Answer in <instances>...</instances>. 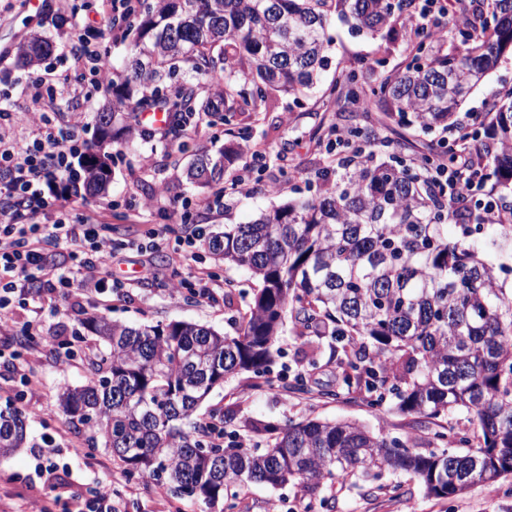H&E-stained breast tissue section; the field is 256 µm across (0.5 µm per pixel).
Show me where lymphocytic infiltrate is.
<instances>
[{
	"label": "lymphocytic infiltrate",
	"instance_id": "obj_1",
	"mask_svg": "<svg viewBox=\"0 0 512 512\" xmlns=\"http://www.w3.org/2000/svg\"><path fill=\"white\" fill-rule=\"evenodd\" d=\"M31 135L23 140L0 138V307L13 296L28 293L37 284L57 283L71 289L127 295L128 283L106 278L113 244L90 217L70 221L60 216L52 223L40 218L60 195L59 181L69 171V156L84 146L46 113L29 118ZM435 180L454 196L484 193L486 183L478 168L438 167ZM66 245L77 267V277L57 273L45 263V246Z\"/></svg>",
	"mask_w": 512,
	"mask_h": 512
}]
</instances>
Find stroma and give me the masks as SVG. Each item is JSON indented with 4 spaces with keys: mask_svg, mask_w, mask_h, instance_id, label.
Here are the masks:
<instances>
[{
    "mask_svg": "<svg viewBox=\"0 0 512 512\" xmlns=\"http://www.w3.org/2000/svg\"><path fill=\"white\" fill-rule=\"evenodd\" d=\"M101 0H74V6L60 11L58 0H0V51H16L32 35L52 41L53 53L33 67L13 65L0 69V100L5 99L14 119L0 120V133L25 138L30 129L28 113L40 111L41 101L32 97L28 82L49 69L76 78L66 60L73 41L66 31L82 29L87 17L95 15ZM66 13L65 29L51 23L52 17ZM327 35L328 68L322 72L317 89L294 97L270 93L259 111L236 113L231 125L200 121L187 126L181 138L144 140L136 149L117 155L112 166L109 192L101 198L66 195L61 205L72 214H97L109 228L114 258L109 268L113 276L134 279L124 297L88 294L82 297L42 291L38 296L15 298L0 310V409L13 405L22 410L27 422V443L11 455L0 457V512H28L32 502L57 483L61 498L74 493L90 496L98 486L111 485L115 512H220L195 498H172L155 484L125 477L119 461L103 447H90L89 429H75L58 406L61 387L83 385L87 377L85 355L94 349V340L77 342L75 331L85 314L101 313L113 321L130 325H154L171 321H191L235 335L238 323L252 300L257 282L243 269L216 261L202 242L217 228L244 224L262 210L289 200L318 193V173L335 165L345 153L331 128L340 123L336 106L323 100L324 89L336 73L357 59H381L386 70L401 66L408 55L406 37L391 41L382 36L355 33L338 15H331ZM512 87V57L508 56L477 87L460 108L463 123H472L476 113L486 111L498 91ZM106 102L102 91L71 93L55 88L52 108L56 119L74 130L79 140L95 139L93 115ZM352 122L374 129L389 149L404 159L420 153L437 152L450 144L452 133L383 120L381 112L354 113ZM247 131V147L260 153L252 167L238 162L224 181L229 190L218 208L192 210L189 222L179 218L184 200L210 198L209 190L185 181L184 168L195 150H217L230 143L234 132ZM249 176V191L232 190L236 178ZM167 227L164 239L152 238L151 229ZM195 233V260L177 261L186 233ZM215 276L229 285L230 298L216 296L199 300L178 292L176 282L191 279L197 271ZM283 355L271 368L267 383L258 385L252 373L229 379L212 392L198 412L207 418L210 410L221 409L239 418L284 425L306 418L351 420L373 433L412 439L421 452L434 450L433 434L440 427L472 433L466 413L418 422L398 412L391 404L370 407L365 391L347 388L342 378L349 371L344 353H330L327 345L308 342L298 336L293 324H285L280 340ZM24 365L38 380L35 394L22 393L17 365ZM304 376L307 393L294 390L296 376ZM334 391L331 399L323 391ZM398 491H391V484ZM506 483L478 484L466 494L437 499L427 496L421 485L405 476L383 475L376 480L338 481L309 494L297 486L272 490L252 485L241 493L240 512H512V494Z\"/></svg>",
    "mask_w": 512,
    "mask_h": 512,
    "instance_id": "stroma-1",
    "label": "stroma"
}]
</instances>
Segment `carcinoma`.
Masks as SVG:
<instances>
[{
	"label": "carcinoma",
	"mask_w": 512,
	"mask_h": 512,
	"mask_svg": "<svg viewBox=\"0 0 512 512\" xmlns=\"http://www.w3.org/2000/svg\"><path fill=\"white\" fill-rule=\"evenodd\" d=\"M411 0H139L132 17L109 24L133 35L125 57L106 65L112 105L94 113L97 140L79 155L71 188L96 196L111 181L113 144L144 136L133 113L163 107L172 133L199 116L228 125L237 112H256L268 91L308 94L328 66L326 35L333 13L358 33L387 30L398 39ZM467 22L453 25L445 52L425 31L409 33L411 56L395 71L366 66L336 76L324 97L344 112L378 109L412 117L425 130L457 131L448 151L412 164L363 159L343 167L316 196L274 206L248 224H226L205 247L244 268L259 283L235 335L172 321L130 326L92 313L81 326L100 347L86 355L89 377L59 395L71 420L90 428L125 473L193 497L224 512L241 489L300 485L314 495L326 483L382 472L405 473L425 493L453 498L479 483L512 476V287L508 271L468 241L477 209L464 195L445 198L433 169L466 162L480 168L497 209L491 245L512 251V88L480 113V140L457 110L473 87L512 52V0H458ZM52 44L35 36L18 48L34 66ZM239 145L196 154L186 174L201 188L224 182ZM461 237L448 240V225ZM301 337L347 336L344 382L362 387L369 405L394 401L425 420L455 411L469 415L477 445L451 429L433 437L438 451L421 453L409 438L373 434L352 421L305 419L281 428L211 411L194 414L211 392L243 372L266 376L280 354L285 319ZM27 424L16 407L0 409V456L23 447ZM451 441L467 449L448 447Z\"/></svg>",
	"instance_id": "cac0c4a2"
}]
</instances>
